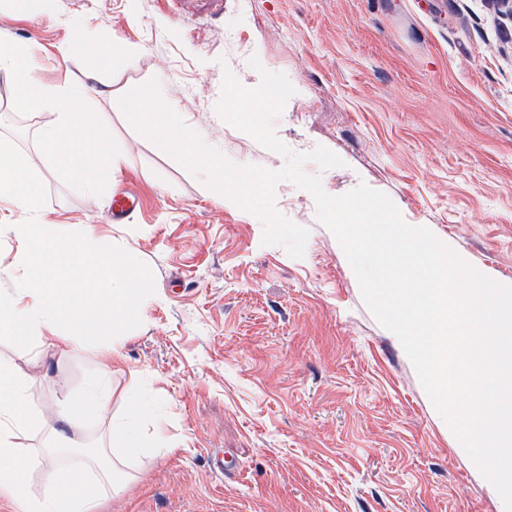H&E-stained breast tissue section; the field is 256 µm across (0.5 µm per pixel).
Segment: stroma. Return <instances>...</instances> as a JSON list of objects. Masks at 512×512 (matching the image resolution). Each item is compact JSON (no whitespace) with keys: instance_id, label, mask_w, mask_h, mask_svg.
I'll return each mask as SVG.
<instances>
[{"instance_id":"stroma-1","label":"stroma","mask_w":512,"mask_h":512,"mask_svg":"<svg viewBox=\"0 0 512 512\" xmlns=\"http://www.w3.org/2000/svg\"><path fill=\"white\" fill-rule=\"evenodd\" d=\"M114 53L94 111L112 121L125 164L97 198L72 193L44 153L38 113L12 107L0 72V138L39 173L43 217L126 242L150 272L126 310L116 393L150 406L160 445L127 456L136 479L104 512H500L491 484L432 411L402 348L365 305L347 258L291 182L277 209L310 235L303 258L262 242L253 214L217 205L191 175L138 134L118 99L158 78L188 124L239 166L286 159L224 122L225 72L256 88L257 70L295 89L274 122L307 153L326 192L367 184L410 224H426L495 280L512 283V19L493 0H33L27 17L0 0V41L36 42L48 85L86 83L80 55L62 56L77 24ZM261 68V69H262ZM130 194L122 223L114 197ZM32 373L46 407L60 385L97 375L90 351L0 341ZM224 459L223 471L212 467Z\"/></svg>"}]
</instances>
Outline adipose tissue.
I'll list each match as a JSON object with an SVG mask.
<instances>
[{
    "label": "adipose tissue",
    "instance_id": "obj_1",
    "mask_svg": "<svg viewBox=\"0 0 512 512\" xmlns=\"http://www.w3.org/2000/svg\"><path fill=\"white\" fill-rule=\"evenodd\" d=\"M34 52L31 43L1 46L0 71L11 76L20 108L56 109V120L39 130L41 147L73 192L97 196L125 157L112 149L110 123L89 110V87L44 84L35 72ZM0 203L26 217L25 223L6 227L22 245L13 259L21 280L12 294L0 299V338L54 349L81 347L94 353L99 365L84 393L59 390L46 416L34 408L28 380L14 360L0 356V498L14 503L17 512H98L102 496L120 494L124 483L116 477L115 464L101 455L65 461L60 449L66 437L59 427L90 416L106 423L109 441L129 439L139 447H152V437L140 429L149 410L138 394H123V413L113 414L112 366L124 356L117 344L99 342L95 335L99 329L110 335L120 330L123 314L138 302L149 272L129 246H100L93 228L67 233L43 220L40 179L3 140ZM36 426L44 431L42 442L21 444V437ZM36 463L46 475V488L37 499L25 491ZM66 474L89 476L92 491L60 492L57 483Z\"/></svg>",
    "mask_w": 512,
    "mask_h": 512
}]
</instances>
